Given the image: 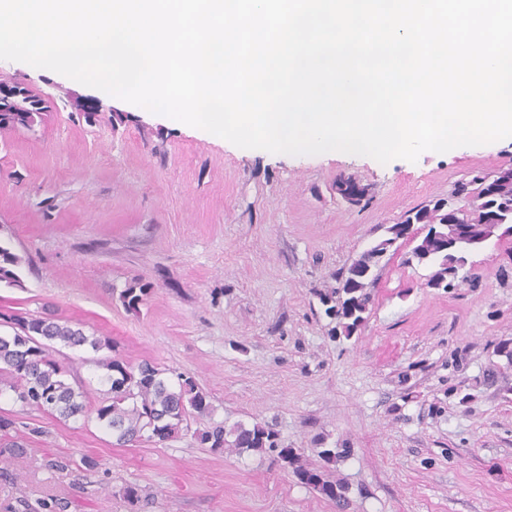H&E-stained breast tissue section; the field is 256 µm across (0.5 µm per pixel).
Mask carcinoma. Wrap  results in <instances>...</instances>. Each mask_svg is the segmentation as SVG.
I'll return each mask as SVG.
<instances>
[{
    "label": "carcinoma",
    "instance_id": "carcinoma-1",
    "mask_svg": "<svg viewBox=\"0 0 512 512\" xmlns=\"http://www.w3.org/2000/svg\"><path fill=\"white\" fill-rule=\"evenodd\" d=\"M50 112L49 103L28 86L0 79V136L32 130L44 124ZM493 178L500 186L492 197L486 196L475 179L461 186L462 192L473 195V202L466 212L455 217L456 222H512V167L495 170ZM442 207L443 202L437 200L410 212L426 224L444 225L448 223V214ZM411 255L417 263L434 268L429 286L448 280V274L456 272L455 255L444 250L439 239L429 233L415 242ZM379 262L380 252L373 246L339 272L336 287L320 294L325 314L336 320L333 335L341 332L350 337L357 331L358 322L367 318L371 295L364 288V280L377 279ZM23 264L22 256L0 245V283L24 287L19 275ZM458 276L467 279L461 272ZM150 292L151 286L135 282L121 290L119 299L127 310L136 312ZM0 321L12 329L10 334H0V395L11 392L22 404L63 420L93 412L100 425L112 434L113 444L120 447L145 438L166 441L179 434L188 418L213 416L209 395L192 378L181 374L174 385L157 366L149 362L133 366L116 356L104 363L106 373L102 381L109 385L108 397L91 406L85 393L68 382L66 370L52 357V352L58 345L112 352L110 338L88 335L81 327L50 313L37 316L11 308L0 311ZM197 438L219 454L227 450L240 454L275 453L282 468L291 470L302 484L335 502L339 509L347 506L348 486L330 482L322 471L306 466L298 449L281 446L277 430L269 423L250 427L236 424L228 429L217 422L199 431Z\"/></svg>",
    "mask_w": 512,
    "mask_h": 512
}]
</instances>
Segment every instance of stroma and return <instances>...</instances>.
Instances as JSON below:
<instances>
[{"label": "stroma", "mask_w": 512, "mask_h": 512, "mask_svg": "<svg viewBox=\"0 0 512 512\" xmlns=\"http://www.w3.org/2000/svg\"><path fill=\"white\" fill-rule=\"evenodd\" d=\"M0 79L54 106L35 131L0 136V243L25 259L0 310L52 311L130 363L193 377L214 421L273 424L349 487L341 511L275 455L216 454L190 429L118 447L95 417L58 420L7 394L0 415L26 452L0 469V512H512V362L498 352L512 345V238L475 252V280L448 290L401 247L349 337L331 336L318 299L408 210L512 166V143L386 164L273 154L124 101L87 122L71 100L94 88L26 63L0 60ZM342 176L368 185V205L336 198ZM135 281L152 291L131 312L119 293ZM55 356L99 403L98 354ZM344 447L323 465L320 449ZM84 455L98 467H77Z\"/></svg>", "instance_id": "1"}]
</instances>
